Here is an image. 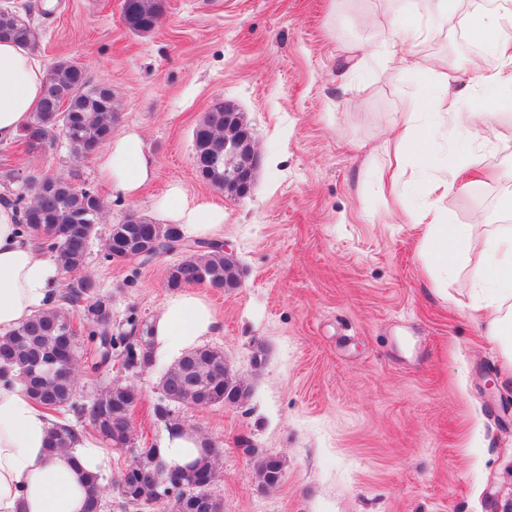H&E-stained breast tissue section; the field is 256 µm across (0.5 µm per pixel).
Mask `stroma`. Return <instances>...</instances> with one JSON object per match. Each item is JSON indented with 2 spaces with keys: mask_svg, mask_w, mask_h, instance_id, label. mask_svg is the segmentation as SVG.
Listing matches in <instances>:
<instances>
[{
  "mask_svg": "<svg viewBox=\"0 0 512 512\" xmlns=\"http://www.w3.org/2000/svg\"><path fill=\"white\" fill-rule=\"evenodd\" d=\"M39 34L44 70L79 59L92 83L111 86L113 134L140 133L153 180L129 199L103 182L98 159L76 162L63 139L21 159L0 144V197L16 200L32 173L74 174L106 208L102 226L130 213L159 219L171 185L224 209V242L240 288L205 284L221 322L206 346L253 387L239 406L186 407L187 429L224 448L211 491L224 512H512V371L499 340L472 316L462 255L447 285L424 272L421 204H401L377 178L389 156L385 128L412 101L433 107L441 77L459 105L483 115L488 135L459 173L460 142L438 135L435 168L452 185L447 223L512 225V91L490 90L478 69L499 59L469 33L484 0H457L447 23H422L417 69L387 74L383 0H167L160 28L129 32L122 0H10ZM235 103L259 158L250 193L228 197L194 168L193 130L211 104ZM85 271L112 299V330L129 314L153 320L171 293L168 267L108 262L93 240ZM141 401L135 447L166 433L154 421L158 378L134 377ZM283 462L263 488L253 457Z\"/></svg>",
  "mask_w": 512,
  "mask_h": 512,
  "instance_id": "stroma-1",
  "label": "stroma"
}]
</instances>
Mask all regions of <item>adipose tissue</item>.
<instances>
[{
	"instance_id": "adipose-tissue-1",
	"label": "adipose tissue",
	"mask_w": 512,
	"mask_h": 512,
	"mask_svg": "<svg viewBox=\"0 0 512 512\" xmlns=\"http://www.w3.org/2000/svg\"><path fill=\"white\" fill-rule=\"evenodd\" d=\"M388 16V60L391 71L416 68L413 56L400 44L409 18L447 19L455 0H384ZM474 20L491 53L504 58V65L483 71L480 84L512 88V34L504 31L499 11L483 8ZM46 76L28 50L9 41L0 42V143L19 137L36 108ZM435 107L458 136L474 139L482 115L465 112L457 97L441 90ZM421 108L413 104L397 113L388 126L386 147L392 148L395 166L387 187L393 198L404 189L403 165L413 156L419 168L429 166L431 128L420 122ZM103 179L128 197H135L154 175L139 133L129 132L111 140L101 156ZM424 203L411 221L424 225L421 257L426 270L445 274L454 267L461 249L478 250L482 262L473 279L484 288L487 299L475 306L487 335L504 339L506 365L512 369V341L505 340L504 301L512 299V225L502 224L494 236H484L468 225L446 224L439 202L448 195V181L420 177ZM164 217L179 224L189 237L221 241L224 210L207 201L187 203L180 187H172L162 206ZM62 280V269L51 254L25 241L17 209L0 201V332L9 330L45 306ZM154 352L172 360L214 334L219 321L207 299L194 291L171 295L153 322ZM53 420L35 405L13 376L0 377V512H84L86 476L104 464L100 442L85 433L65 452H49Z\"/></svg>"
}]
</instances>
